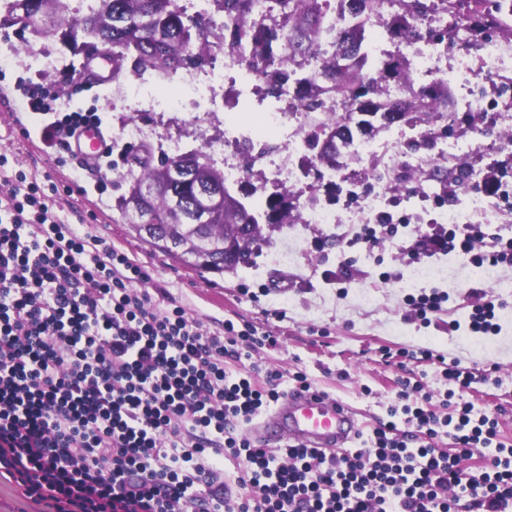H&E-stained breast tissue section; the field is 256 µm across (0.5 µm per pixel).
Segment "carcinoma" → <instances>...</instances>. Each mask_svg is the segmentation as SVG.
<instances>
[{"mask_svg": "<svg viewBox=\"0 0 512 512\" xmlns=\"http://www.w3.org/2000/svg\"><path fill=\"white\" fill-rule=\"evenodd\" d=\"M32 10L56 19L49 36L61 33L62 38L78 44V36L112 43V71L120 73L123 62L133 61L137 71L175 70L187 63L199 66L207 61L211 51L203 39L205 21L184 13L179 0H96L90 12L82 16L69 14L68 0H30ZM454 16L469 22L475 36L500 21L486 13L481 0H439ZM329 0H296L285 26L276 32L249 35L240 30L237 36L251 39L256 47L255 59L262 74L272 82L288 78V67L275 53L271 41L288 43L289 58H305L315 52L326 19ZM425 5L413 0L400 18L385 24L392 40L421 34L425 20ZM366 30L361 28L342 35L336 42L333 65L339 75L336 91L358 108L362 115L374 116V104L392 83L405 81L409 64L396 54L375 68H370L361 52ZM448 101V86H425L414 94L407 112H382L386 124L409 119L412 112L429 111V101ZM349 132L346 125H335L315 136L314 159L328 165L336 159V138ZM196 180L224 189V204L206 208L198 199L194 184H184L169 178L170 157L155 158L152 149L140 145L127 156L132 168L123 181L114 185L119 191L115 210L122 223L138 230L140 224L154 225L149 242L169 253V241L178 239L190 249L176 255L184 265L200 272L224 273L238 267L254 265L263 241L262 225L295 224L299 220L297 203L288 192L273 194L263 213H256L247 202L243 188L226 185L224 170L215 167L205 152L194 150L190 156Z\"/></svg>", "mask_w": 512, "mask_h": 512, "instance_id": "1", "label": "carcinoma"}]
</instances>
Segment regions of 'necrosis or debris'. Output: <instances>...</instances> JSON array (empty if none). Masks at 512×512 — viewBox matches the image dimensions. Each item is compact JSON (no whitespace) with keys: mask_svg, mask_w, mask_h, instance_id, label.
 I'll use <instances>...</instances> for the list:
<instances>
[{"mask_svg":"<svg viewBox=\"0 0 512 512\" xmlns=\"http://www.w3.org/2000/svg\"><path fill=\"white\" fill-rule=\"evenodd\" d=\"M401 0H380L376 14L360 20L340 0H331L328 22L321 33L316 54L289 65L287 81L270 84L250 63L247 44L232 41L234 29L259 26L278 28L283 16L271 12V0H250V9L239 18H231L218 9L214 0H180L185 13L203 17L209 33L222 37L218 53L208 68L184 77L181 91L150 94V78L137 72L125 78L118 98L135 106L149 103L151 109L179 112L183 109V91L207 96L224 92L225 110L241 112L242 120L224 126V140L209 144L207 155L221 163L224 179L232 184L248 182L254 166H264L274 186L291 194H303L300 221L316 224L329 233H337L344 224H373L379 218L394 221L412 217L415 208L431 209L439 223L460 225L482 219L486 224L512 222V177L498 179L494 190H485L487 180L482 169L469 164L468 158L479 149L486 135V119L495 116L497 137L512 140V37L498 31L485 33L477 48L466 45V32L447 36V16L434 19L433 32L391 42L377 30V20L394 15ZM366 23L374 35L363 44L374 60L399 51L410 64L408 82L387 89L378 101L379 109L392 102L410 99L422 86L437 80L447 81L453 100L438 108L431 129V146L426 152L405 153L406 132L398 128L383 139L352 135L338 141L336 163L321 172L316 183H309L310 139L338 118L352 117L355 108L335 92H323L317 108L304 102V80L320 76L336 52L339 34L357 23ZM468 114L469 136L449 132L448 115ZM368 160L360 178L347 176L345 166L353 160ZM438 169L466 171L471 188L455 201H447L433 173ZM412 174L407 189L397 186L400 171Z\"/></svg>","mask_w":512,"mask_h":512,"instance_id":"4bbe7bcc","label":"necrosis or debris"}]
</instances>
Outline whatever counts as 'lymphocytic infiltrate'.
Masks as SVG:
<instances>
[{
  "mask_svg": "<svg viewBox=\"0 0 512 512\" xmlns=\"http://www.w3.org/2000/svg\"><path fill=\"white\" fill-rule=\"evenodd\" d=\"M43 115L49 146L95 122L91 113L52 118L43 92L24 86ZM432 256L512 268V238L466 224L421 236ZM149 274L102 237L64 223L25 173L0 199V470L55 512H506L512 448L498 421L454 402L474 372L428 349L413 362L442 364L449 387L432 410L422 385L402 389L386 423L338 457L308 448L275 451L238 429L272 404L281 375L264 382L229 371L253 346L275 345L250 324L203 329L184 307L160 306ZM448 438L451 450L434 447ZM488 468L469 472L474 449ZM242 462L234 499L224 496L225 458Z\"/></svg>",
  "mask_w": 512,
  "mask_h": 512,
  "instance_id": "obj_1",
  "label": "lymphocytic infiltrate"
}]
</instances>
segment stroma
<instances>
[{
    "instance_id": "stroma-1",
    "label": "stroma",
    "mask_w": 512,
    "mask_h": 512,
    "mask_svg": "<svg viewBox=\"0 0 512 512\" xmlns=\"http://www.w3.org/2000/svg\"><path fill=\"white\" fill-rule=\"evenodd\" d=\"M22 77L73 98L78 111L96 108L108 135L119 134L124 118L112 109L111 85L90 89L79 77L66 78L59 72L38 75L22 60L0 67V155L8 158L0 168V193L7 191L17 171H24L50 191L62 221L83 224L85 231L105 238L150 274L151 287L163 289L205 328L220 332L230 320L275 336L276 346L252 350V362L287 376L305 372L313 388L344 402L367 428L385 419L401 381L419 382L433 391L442 387L436 366L421 362L401 367L396 359L387 358V351L428 347L477 373H491L489 382L472 384L464 398L491 410L502 440L512 445V320L491 338L451 328L452 322H466L477 293L495 290L512 307V270H499L501 287L496 290L487 280L472 276L470 269L451 263L437 283L450 299L427 325L410 319L404 302V283L418 263L416 242L432 230L427 223L406 230L393 246L369 260L361 259L358 247L350 246L348 239L323 244L321 227L287 224L267 232L252 267L221 275L189 270L153 248L129 225L113 222L112 185L127 176V166L101 164L86 175L82 192L68 193L72 161L39 138L25 136L13 120L14 113L24 109L16 88ZM184 103L180 112L138 113V120L153 132L152 150H159L171 137L181 139L189 151L223 137L222 104L211 106L189 95ZM281 251L287 252V263L271 264L269 255ZM383 270L393 274L385 285L377 281ZM343 280L348 292L341 296L336 284Z\"/></svg>"
}]
</instances>
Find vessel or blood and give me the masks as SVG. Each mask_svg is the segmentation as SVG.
I'll list each match as a JSON object with an SVG mask.
<instances>
[{
  "mask_svg": "<svg viewBox=\"0 0 512 512\" xmlns=\"http://www.w3.org/2000/svg\"><path fill=\"white\" fill-rule=\"evenodd\" d=\"M108 139L95 125L79 128L63 150L83 166H97L106 154ZM363 427L342 402L317 389L289 390L251 426L254 436L269 443L311 448L331 455L350 447Z\"/></svg>",
  "mask_w": 512,
  "mask_h": 512,
  "instance_id": "b4317fda",
  "label": "vessel or blood"
}]
</instances>
